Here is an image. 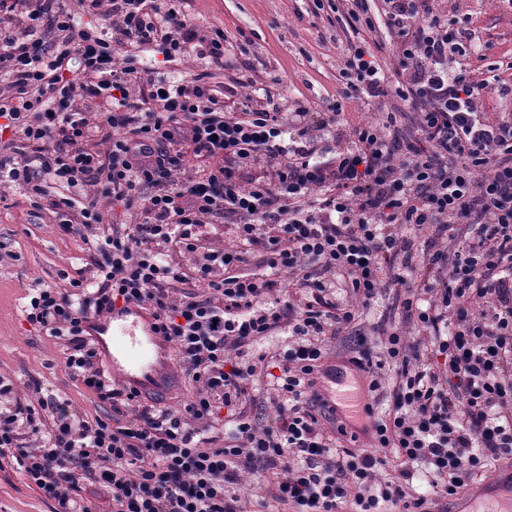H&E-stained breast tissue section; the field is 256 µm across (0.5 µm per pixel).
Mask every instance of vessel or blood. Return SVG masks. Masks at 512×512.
<instances>
[{
  "instance_id": "b4317fda",
  "label": "vessel or blood",
  "mask_w": 512,
  "mask_h": 512,
  "mask_svg": "<svg viewBox=\"0 0 512 512\" xmlns=\"http://www.w3.org/2000/svg\"><path fill=\"white\" fill-rule=\"evenodd\" d=\"M153 323L151 315L132 307L114 310L89 327L113 381L148 397L166 392L176 377L170 347L153 331ZM315 389L326 416H335L340 405L353 416L364 412L365 404L352 392L347 371L337 370L335 363L327 364ZM485 500L496 501L500 512H512V463L499 465L471 495L457 496L451 512H479L477 505Z\"/></svg>"
}]
</instances>
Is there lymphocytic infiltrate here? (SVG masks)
Here are the masks:
<instances>
[{
	"instance_id": "f902f5d3",
	"label": "lymphocytic infiltrate",
	"mask_w": 512,
	"mask_h": 512,
	"mask_svg": "<svg viewBox=\"0 0 512 512\" xmlns=\"http://www.w3.org/2000/svg\"><path fill=\"white\" fill-rule=\"evenodd\" d=\"M383 3L396 84L360 41L347 48L342 94L392 95L416 118L358 127L327 157L317 134L337 126L340 104L227 103L211 83L227 67L224 32L200 29L177 0H0V188L48 201L60 228L82 237L101 221L100 200L143 216L92 241L90 276L32 288L24 306L30 325L67 339V367L113 418L76 417L48 396L14 399L0 381V457L57 512H92L78 496L87 480L111 494L112 512H243L228 491L243 471L257 477L261 508L429 512L512 458V118L478 107L499 91L498 76L455 70L467 28L442 19L434 0ZM80 13L100 25L78 27ZM150 50L208 67L177 81L138 71ZM96 97L112 106L106 119L88 105ZM97 134L108 149L90 148ZM189 155L201 161L196 175L176 180ZM254 166L267 177L244 181ZM224 223L239 249L206 247L208 226ZM427 225L438 235L417 264L399 229ZM175 250L194 254L192 267L171 263ZM255 250L268 275L239 274ZM385 271L401 287L394 307L432 348L415 366L416 347L386 335L383 354L400 381L388 413L366 412L374 448L393 449L403 468L380 485L386 461L374 448L327 438L313 375L330 355L326 337L360 318L333 301L336 288L369 303ZM282 278L302 298L272 299ZM192 280L198 290H186ZM120 305L147 309L171 344L196 388L181 411L142 405L122 417L141 395L115 386L83 328ZM276 331L289 337L274 356L282 401L261 421L242 404L266 361L252 346ZM419 464L431 476L427 496L406 489Z\"/></svg>"
}]
</instances>
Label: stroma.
<instances>
[{
  "label": "stroma",
  "mask_w": 512,
  "mask_h": 512,
  "mask_svg": "<svg viewBox=\"0 0 512 512\" xmlns=\"http://www.w3.org/2000/svg\"><path fill=\"white\" fill-rule=\"evenodd\" d=\"M197 24L223 29L238 77L253 89L271 90L281 108L303 100L317 108L340 102V124L351 129L384 120L401 102L388 96L372 101L342 96L344 48L353 34L346 0H188ZM448 20L470 29L481 50L463 57L474 80L495 73L502 91L482 98L493 117L512 116V0H437ZM0 246L11 259L0 262V377L21 399L51 396L83 418L112 415L65 365V340L41 334L22 312L29 288H60L86 275L91 253L82 238L63 233L49 211H34L13 191L0 200ZM53 500L0 459V512H55Z\"/></svg>",
  "instance_id": "1"
}]
</instances>
